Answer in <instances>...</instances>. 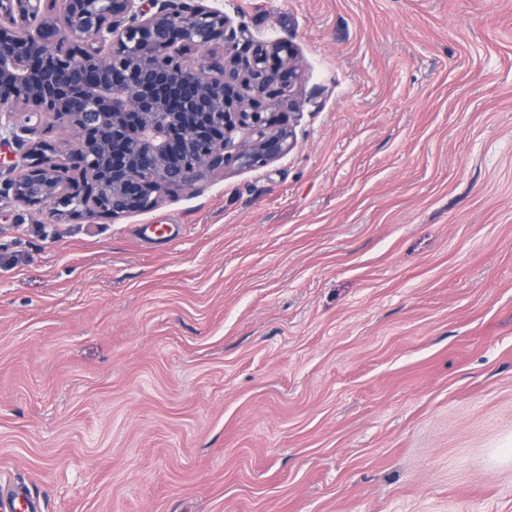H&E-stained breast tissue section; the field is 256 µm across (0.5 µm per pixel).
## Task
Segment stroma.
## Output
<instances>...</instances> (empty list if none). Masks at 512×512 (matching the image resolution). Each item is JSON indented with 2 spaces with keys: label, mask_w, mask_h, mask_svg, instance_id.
I'll list each match as a JSON object with an SVG mask.
<instances>
[{
  "label": "stroma",
  "mask_w": 512,
  "mask_h": 512,
  "mask_svg": "<svg viewBox=\"0 0 512 512\" xmlns=\"http://www.w3.org/2000/svg\"><path fill=\"white\" fill-rule=\"evenodd\" d=\"M295 147L119 218L0 201V476L44 512H512V0H215Z\"/></svg>",
  "instance_id": "obj_1"
}]
</instances>
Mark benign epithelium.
Masks as SVG:
<instances>
[{
  "instance_id": "7a95c632",
  "label": "benign epithelium",
  "mask_w": 512,
  "mask_h": 512,
  "mask_svg": "<svg viewBox=\"0 0 512 512\" xmlns=\"http://www.w3.org/2000/svg\"><path fill=\"white\" fill-rule=\"evenodd\" d=\"M0 0V146L51 117L76 144H29L13 200L58 219L143 213L235 162L290 152L266 101L299 91L292 49L233 26L211 0ZM67 156L69 167L52 161Z\"/></svg>"
}]
</instances>
